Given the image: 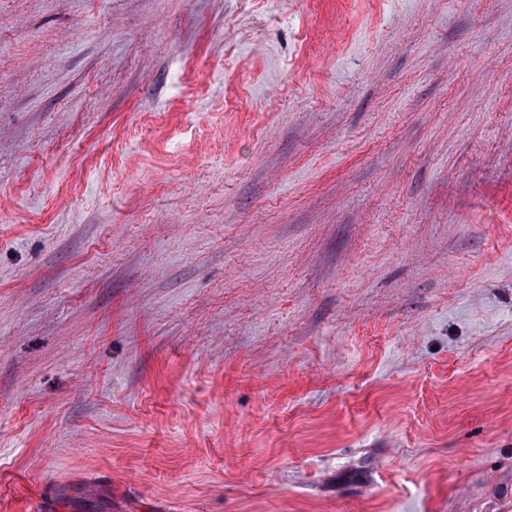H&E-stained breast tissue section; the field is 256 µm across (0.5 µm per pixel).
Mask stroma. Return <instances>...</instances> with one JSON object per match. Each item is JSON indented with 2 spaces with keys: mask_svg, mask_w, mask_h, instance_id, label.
Here are the masks:
<instances>
[{
  "mask_svg": "<svg viewBox=\"0 0 512 512\" xmlns=\"http://www.w3.org/2000/svg\"><path fill=\"white\" fill-rule=\"evenodd\" d=\"M0 512H512V0H0Z\"/></svg>",
  "mask_w": 512,
  "mask_h": 512,
  "instance_id": "obj_1",
  "label": "stroma"
}]
</instances>
